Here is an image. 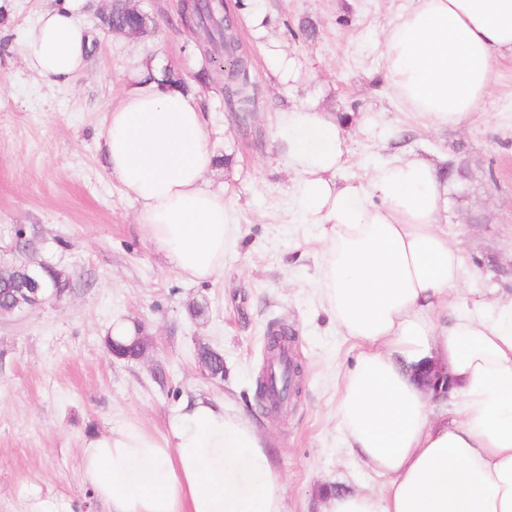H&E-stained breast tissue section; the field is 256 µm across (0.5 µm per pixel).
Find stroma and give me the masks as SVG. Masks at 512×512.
<instances>
[{
	"label": "stroma",
	"instance_id": "obj_1",
	"mask_svg": "<svg viewBox=\"0 0 512 512\" xmlns=\"http://www.w3.org/2000/svg\"><path fill=\"white\" fill-rule=\"evenodd\" d=\"M57 0H0V266L65 269V296L0 317V512H107L83 474L91 434L139 425L168 433L184 398L242 409L285 483L287 512H323L322 490L379 491L385 479L349 452L333 415L358 349L326 312L315 283L324 248L293 202L278 161L273 117L292 107L335 116L348 162L340 184L363 185L375 162L419 156L451 167L440 226L461 249L469 299L512 298V58L462 125L432 129L398 102L383 76L382 34L407 0H224L237 27L258 104L239 123L216 87L202 91L207 176L233 205L237 239L224 270L194 282L146 240L138 208L110 176L98 132L143 67L192 78L206 64L184 29L182 0H141L154 24L126 38L102 30L111 0H85L93 46L72 86L33 77L22 34ZM288 330L302 376L287 406L263 409L256 379L269 323ZM119 323L141 325V358L112 357ZM205 345L224 357L207 377Z\"/></svg>",
	"mask_w": 512,
	"mask_h": 512
}]
</instances>
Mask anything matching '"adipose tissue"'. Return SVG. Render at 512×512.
Listing matches in <instances>:
<instances>
[{"instance_id":"obj_1","label":"adipose tissue","mask_w":512,"mask_h":512,"mask_svg":"<svg viewBox=\"0 0 512 512\" xmlns=\"http://www.w3.org/2000/svg\"><path fill=\"white\" fill-rule=\"evenodd\" d=\"M83 0H59L26 34L32 74L66 85L86 67ZM512 57V0H412L383 33L396 99L426 126L464 123L486 98L498 58ZM294 200L326 247L317 288L359 348L338 387L347 448L387 482L380 492L325 493L324 512H512V301L456 302L462 256L439 229L448 186L407 158L373 167L366 186L337 185L347 162L335 117L307 107L276 115ZM108 169L138 206L145 237L173 269L203 282L224 268L234 234L198 95L134 79L99 132ZM453 382L451 419L415 369ZM108 512H285V486L254 426L223 402L196 399L156 438L134 424L82 449Z\"/></svg>"}]
</instances>
